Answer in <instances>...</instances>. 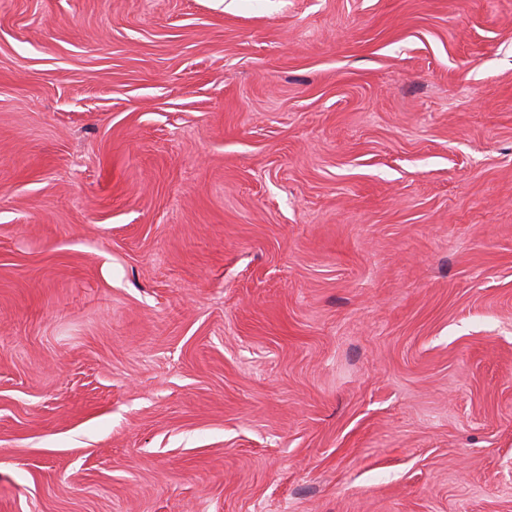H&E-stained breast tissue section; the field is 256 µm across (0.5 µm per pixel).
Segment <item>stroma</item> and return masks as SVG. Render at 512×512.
<instances>
[{
  "mask_svg": "<svg viewBox=\"0 0 512 512\" xmlns=\"http://www.w3.org/2000/svg\"><path fill=\"white\" fill-rule=\"evenodd\" d=\"M0 512H512V0H0Z\"/></svg>",
  "mask_w": 512,
  "mask_h": 512,
  "instance_id": "1",
  "label": "stroma"
}]
</instances>
